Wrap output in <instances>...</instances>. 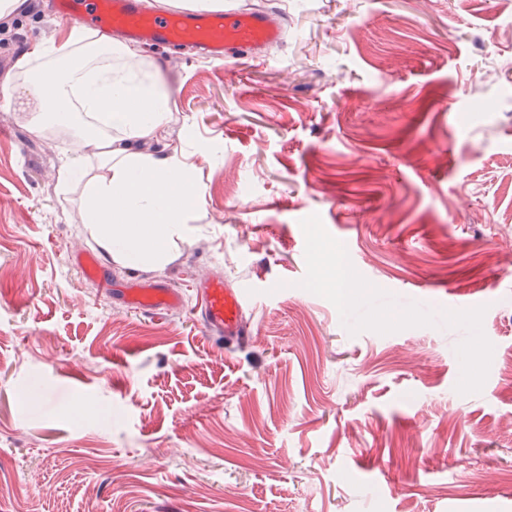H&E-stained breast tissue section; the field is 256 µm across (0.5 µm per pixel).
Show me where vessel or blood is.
<instances>
[{"label": "vessel or blood", "instance_id": "obj_1", "mask_svg": "<svg viewBox=\"0 0 512 512\" xmlns=\"http://www.w3.org/2000/svg\"><path fill=\"white\" fill-rule=\"evenodd\" d=\"M51 7L70 24L90 25L108 35L118 33L149 47L189 44L217 62L285 39L282 26L262 10H153L147 0H51ZM197 295L198 318L211 338L229 348L251 341L242 289L211 277L198 284ZM112 298L146 312L175 308L183 302L182 295L167 283L145 278L113 289Z\"/></svg>", "mask_w": 512, "mask_h": 512}]
</instances>
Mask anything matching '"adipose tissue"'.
I'll list each match as a JSON object with an SVG mask.
<instances>
[{
	"label": "adipose tissue",
	"mask_w": 512,
	"mask_h": 512,
	"mask_svg": "<svg viewBox=\"0 0 512 512\" xmlns=\"http://www.w3.org/2000/svg\"><path fill=\"white\" fill-rule=\"evenodd\" d=\"M130 45L94 29L72 27L63 42L48 38L23 53L0 88V106L28 96L36 130L53 126L91 144L92 155L69 158L61 188L84 182V219L102 248L129 268L160 263L173 237L188 235L184 215L200 196L178 154L157 157L129 142L155 138L174 110L160 65L140 68Z\"/></svg>",
	"instance_id": "obj_1"
}]
</instances>
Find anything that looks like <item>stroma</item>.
<instances>
[{
	"instance_id": "1",
	"label": "stroma",
	"mask_w": 512,
	"mask_h": 512,
	"mask_svg": "<svg viewBox=\"0 0 512 512\" xmlns=\"http://www.w3.org/2000/svg\"><path fill=\"white\" fill-rule=\"evenodd\" d=\"M224 2L286 38L221 66L140 47L177 106L151 148L202 195L163 264L105 262L180 309L74 263L103 253L59 186L76 145L0 108V512H512V0ZM66 31L22 0L0 78ZM216 274L249 295L247 347L195 313ZM112 300L128 307L152 312L158 308H176L183 303V296L167 283L138 279L122 288H112Z\"/></svg>"
}]
</instances>
